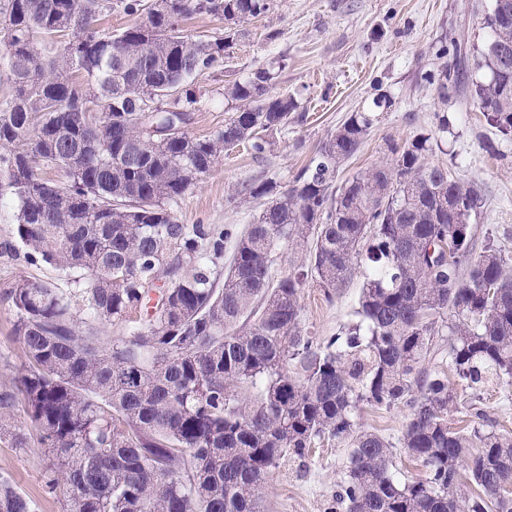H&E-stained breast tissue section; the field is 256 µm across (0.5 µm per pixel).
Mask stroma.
Returning <instances> with one entry per match:
<instances>
[{
  "mask_svg": "<svg viewBox=\"0 0 512 512\" xmlns=\"http://www.w3.org/2000/svg\"><path fill=\"white\" fill-rule=\"evenodd\" d=\"M493 5L494 0H271L267 13L241 25L223 59L195 77L197 104L189 131L203 137L222 130L234 111L224 97L225 81L245 78L262 65L275 74L274 91L295 97L303 119L267 132L263 156L243 146L226 153L185 196L169 203V210L182 224L244 229L266 206L265 199L244 197L245 185L268 181L276 189L286 187L349 114L380 89L391 95L393 105L380 113L360 151L344 163L341 178L392 161L389 144L432 134L429 162L483 191L484 205L472 219L476 238H493L512 251V138L488 126L464 97L444 102L434 90L418 86L425 71L453 69L454 55L436 54L443 40L460 43L470 80L486 79V70L477 66V50L489 39L484 17ZM442 116L448 119L444 133L438 130ZM14 229L13 204L5 196L0 198V243H14L16 254L0 257V381L15 376L23 361L7 289L20 279H58L50 266L25 262ZM363 284L361 269H354L328 301L315 283H306L302 334L323 342L355 321ZM355 420L395 443L407 410L363 404ZM348 456L344 444L326 441L304 461H282L256 512H325ZM45 466L36 437L21 448L0 441V477L29 497L35 512H65L64 492L45 488Z\"/></svg>",
  "mask_w": 512,
  "mask_h": 512,
  "instance_id": "stroma-1",
  "label": "stroma"
}]
</instances>
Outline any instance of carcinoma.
<instances>
[{"mask_svg":"<svg viewBox=\"0 0 512 512\" xmlns=\"http://www.w3.org/2000/svg\"><path fill=\"white\" fill-rule=\"evenodd\" d=\"M118 2L142 21L117 34L99 29L101 0L0 7V64L13 76L0 102V192L15 201L28 262L73 285L21 280L6 292L24 362L0 383V436L23 445L12 431L23 404L45 448V486L63 488L66 512H255L280 461L302 460L326 439L352 448L328 512H512V433L482 407L488 389L512 386V253L489 239L475 247L481 190L429 163L425 134L388 144L392 162L336 185L392 106L379 92L285 190L248 185L269 200L239 235L179 223L167 204L225 152L246 143L262 154L261 132L303 115L259 66L224 85L234 114L215 135L143 131L191 124L192 77L223 58L269 0H207L206 12L199 0ZM203 12L224 20V36L184 33L181 22ZM79 15L89 28L74 27ZM486 25V80L468 83L459 68L427 72L421 85L444 101L465 89L484 121L511 135L512 0H495ZM65 35L56 52L43 51L40 38ZM161 89L178 95L161 98ZM88 112L103 125L90 126ZM43 167L63 180L43 178ZM286 241L305 257L278 277L274 256ZM360 256L357 320L323 344L302 335L307 280L330 301ZM153 291L147 319H130ZM116 322L126 334H104ZM443 331L448 371L428 373L423 362ZM450 371L469 390L471 423L459 430L448 422L458 405ZM361 404L407 408L399 444L423 478L397 476L395 446L357 425ZM0 512H33L7 479Z\"/></svg>","mask_w":512,"mask_h":512,"instance_id":"1","label":"carcinoma"}]
</instances>
